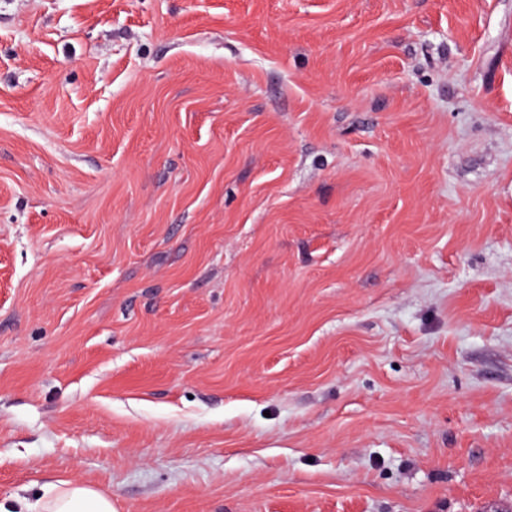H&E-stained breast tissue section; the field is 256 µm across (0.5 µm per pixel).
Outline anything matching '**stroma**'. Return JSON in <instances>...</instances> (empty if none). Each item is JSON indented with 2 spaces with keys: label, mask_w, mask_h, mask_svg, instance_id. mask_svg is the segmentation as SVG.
<instances>
[{
  "label": "stroma",
  "mask_w": 512,
  "mask_h": 512,
  "mask_svg": "<svg viewBox=\"0 0 512 512\" xmlns=\"http://www.w3.org/2000/svg\"><path fill=\"white\" fill-rule=\"evenodd\" d=\"M512 512V0H0V501ZM15 505L1 512H115L108 496L78 480L59 481L35 501L14 497ZM15 510V511H10Z\"/></svg>",
  "instance_id": "1"
}]
</instances>
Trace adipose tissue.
<instances>
[{
    "mask_svg": "<svg viewBox=\"0 0 512 512\" xmlns=\"http://www.w3.org/2000/svg\"><path fill=\"white\" fill-rule=\"evenodd\" d=\"M0 512H115L108 496L78 480L50 486L36 500L16 498L14 508Z\"/></svg>",
    "mask_w": 512,
    "mask_h": 512,
    "instance_id": "1",
    "label": "adipose tissue"
}]
</instances>
